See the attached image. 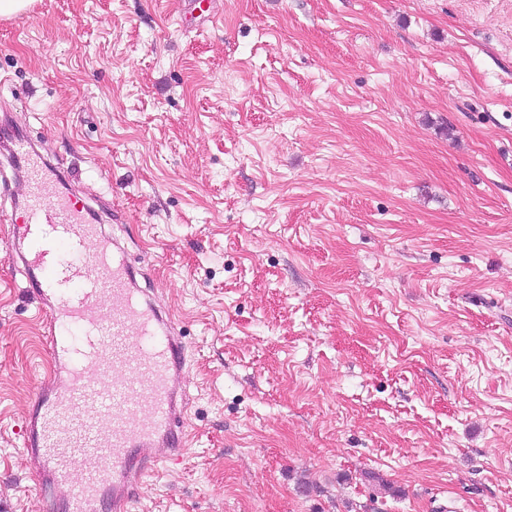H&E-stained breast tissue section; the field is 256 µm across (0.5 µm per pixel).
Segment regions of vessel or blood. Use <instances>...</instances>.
<instances>
[{
  "label": "vessel or blood",
  "mask_w": 512,
  "mask_h": 512,
  "mask_svg": "<svg viewBox=\"0 0 512 512\" xmlns=\"http://www.w3.org/2000/svg\"><path fill=\"white\" fill-rule=\"evenodd\" d=\"M24 165V271L65 375L38 393L25 446L39 461L43 497L69 486L64 512H95L107 499L127 507L184 447L178 410L188 397L175 383L185 375L186 344L139 287L142 271L124 249L56 193L48 164L30 153Z\"/></svg>",
  "instance_id": "vessel-or-blood-1"
}]
</instances>
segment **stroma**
<instances>
[{"label": "stroma", "instance_id": "1", "mask_svg": "<svg viewBox=\"0 0 512 512\" xmlns=\"http://www.w3.org/2000/svg\"><path fill=\"white\" fill-rule=\"evenodd\" d=\"M192 9L0 20V512H45L57 383L9 124L187 346L188 446L129 512H512V0Z\"/></svg>", "mask_w": 512, "mask_h": 512}]
</instances>
